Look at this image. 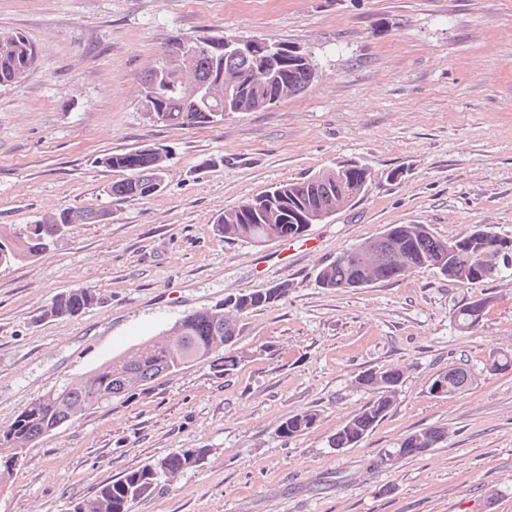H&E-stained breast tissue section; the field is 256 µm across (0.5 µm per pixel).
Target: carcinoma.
I'll use <instances>...</instances> for the list:
<instances>
[{"label": "carcinoma", "mask_w": 512, "mask_h": 512, "mask_svg": "<svg viewBox=\"0 0 512 512\" xmlns=\"http://www.w3.org/2000/svg\"><path fill=\"white\" fill-rule=\"evenodd\" d=\"M270 77L255 75L256 64L249 57L226 56L215 61V53L197 55L187 74L172 70L159 75L155 64L144 72L140 103L148 118L164 126L207 127L224 120V115L201 112L196 106V89L208 88L224 70V78L237 84L233 112H256L272 107L288 97L302 94L315 74L311 58L275 45ZM38 49L22 34L0 31V87L20 82L34 65ZM288 87V95L281 93ZM168 153L160 147H146L122 153H106L99 163L125 174L113 182L108 194L115 198L149 197L163 189ZM370 169L348 161L319 171L295 182L278 183L262 193L227 209L214 222L218 235L226 240L263 246L275 240L304 236L303 220L311 212L336 211V198L354 193L352 202L365 196ZM109 219L103 209L66 208L49 214L35 224L7 232L0 229V265L33 258L48 251L72 224H100ZM370 256L355 247L341 252L317 273L323 288L343 290L366 288L374 283L399 280L421 268H432L461 284H474L494 277V259L502 249L512 252V237L501 236L483 224H476L448 240L434 235L426 224H392L380 235L363 241ZM289 285L281 282L236 297V305H215L192 311L165 331L163 341L145 339L129 352L119 353L86 376L62 385L35 399L6 428L0 429V480L13 474L22 463L23 449L79 413L126 395L135 388L163 375L175 373L194 361H208L217 373L233 372L242 355L234 351L239 336V321L255 309L274 304L288 294ZM96 289L76 287L57 295L42 311L44 319L78 316L101 303ZM477 299L461 305L454 320L462 329L479 323L471 312ZM451 391L462 392L474 381L467 365L451 366L443 372ZM404 383L400 368L368 370L358 377V385L372 392V399L348 418L328 439L331 448H351L362 441L393 407ZM317 420L311 411L283 421L280 433L294 437L310 429ZM443 432L427 428L405 437L394 448H386L377 464L388 466L390 459L400 462L429 451L440 442ZM207 448H181L153 464L132 470L122 478L102 485L95 495L72 503L70 512H130L131 505L157 489L161 479L173 478L198 466L208 455Z\"/></svg>", "instance_id": "1"}]
</instances>
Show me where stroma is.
Masks as SVG:
<instances>
[{"label":"stroma","mask_w":512,"mask_h":512,"mask_svg":"<svg viewBox=\"0 0 512 512\" xmlns=\"http://www.w3.org/2000/svg\"><path fill=\"white\" fill-rule=\"evenodd\" d=\"M0 31L41 50L0 87V226L65 208L112 214L0 267V428L189 312L291 285L241 320L247 356L233 374L188 364L31 444L0 487V512H69L181 448L209 454L131 512H512V369L489 368L512 353V269L473 285L430 269L346 291L316 281L392 224L512 236V0H0ZM226 32L300 46L312 85L214 127L150 121L139 104L148 64L176 38ZM158 145L170 153L165 188L109 196L118 175L100 157ZM350 160L372 169L368 193L303 237L253 247L214 232L218 214L269 185ZM78 286L102 303L41 319ZM480 298L486 316L458 328L454 311ZM459 362L475 383L433 396ZM381 367L404 372L395 405L355 447H328L371 398L359 374ZM307 411L312 428L280 434ZM426 428L445 432L434 448L377 466L382 449ZM316 420V413L311 411L294 415L281 423L280 433L288 438L297 436L310 429Z\"/></svg>","instance_id":"stroma-1"}]
</instances>
